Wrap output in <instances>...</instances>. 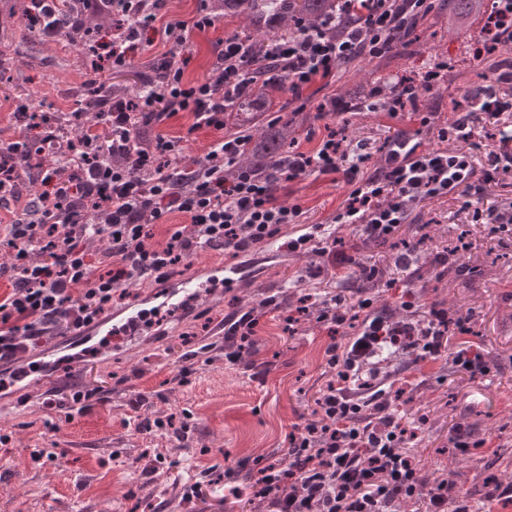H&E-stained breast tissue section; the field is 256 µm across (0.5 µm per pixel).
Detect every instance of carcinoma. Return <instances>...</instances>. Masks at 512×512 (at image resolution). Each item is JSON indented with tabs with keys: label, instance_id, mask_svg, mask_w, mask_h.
<instances>
[{
	"label": "carcinoma",
	"instance_id": "cac0c4a2",
	"mask_svg": "<svg viewBox=\"0 0 512 512\" xmlns=\"http://www.w3.org/2000/svg\"><path fill=\"white\" fill-rule=\"evenodd\" d=\"M331 0H218L215 10L226 18L245 24L255 49L259 50L270 38L293 35L299 30L316 29L330 13ZM478 0H446L437 6L435 16L448 17V33L458 34L477 16ZM368 58H356L342 65L343 82L337 98L356 109L377 92L378 82L373 71L366 69ZM114 101L130 99V87L114 82L104 89ZM272 107L268 87L258 83L246 94L236 97L238 118L234 126L253 137L255 151L268 164L284 161L288 149L295 143L301 122L295 116H283L275 123L262 120V113Z\"/></svg>",
	"mask_w": 512,
	"mask_h": 512
}]
</instances>
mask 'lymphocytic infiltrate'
Instances as JSON below:
<instances>
[{"mask_svg":"<svg viewBox=\"0 0 512 512\" xmlns=\"http://www.w3.org/2000/svg\"><path fill=\"white\" fill-rule=\"evenodd\" d=\"M62 2L29 0V29L75 38L78 24L63 13ZM78 2L82 16H111L119 33L107 53L108 66L93 64L78 101L80 110L93 111L94 124L64 144L48 130L51 116L31 112L21 101L16 116L26 133L0 140V205L19 192L20 159L48 150L58 163L42 178L47 191L0 228V250L10 256L0 264V279L11 283L10 292L0 294V377L56 327L66 326L75 336L98 328L125 298L129 280L148 275L158 283L168 281L202 251L247 252L298 223L301 208L274 199L281 181L341 175L350 191L334 221L358 225L362 237L375 243L387 242L408 223L420 200L450 194L471 211L474 223L495 229L512 224V202L488 205L483 196L486 184L512 173V127L500 122L512 112V0H486L475 21L472 58H496L497 76L491 84L467 90L472 108L435 127L444 148L424 152L412 138H398L373 173L369 155L334 130L320 136L314 149L295 150L280 165L239 166L249 136L229 126V94L251 89L261 75L269 87L289 89L297 99L315 83L330 86L343 61L388 55L406 29V18L431 14L436 0H336L337 16L353 20L336 39L311 29L270 39L258 51L248 39L225 38L212 77L202 82L184 79L190 55L164 56L160 88L143 87L125 103L100 96L103 69L128 67L145 33L180 45L188 28L211 27L212 0H199L198 13L188 22L162 21L163 0ZM82 32L77 38L82 51L98 56L96 30ZM444 71L437 63L421 79L389 82L380 108L417 111L422 126L432 125L431 113L420 110L419 90L438 85ZM177 112L192 113L194 129L217 133L204 156L189 163L178 141L158 135L149 147L139 143L143 131ZM486 135L496 145L483 163L473 164L458 146H479ZM451 141L456 144L452 150L447 147ZM124 155L132 156L131 164L121 163ZM233 164L238 170L229 181L224 168ZM101 211L106 214L102 220L97 217ZM174 213L188 218V230H174L164 243L154 242V225ZM92 240L104 243L100 255H92ZM307 244L337 276L370 281L379 275L329 230L302 235L293 246ZM372 306L367 298L348 306L340 296H323L317 322L330 335L324 360L331 378L319 391L311 419L289 434L281 460L253 458L250 501L258 512H398L409 501L423 512H480L469 495L449 494L447 481L430 480L408 451L422 431L400 407L399 392L408 379H385L373 370L384 350L392 349L415 364L449 358L470 376L488 374L480 346L470 338V317L434 304L423 318L396 321L375 315ZM453 336L459 339L454 347L449 344Z\"/></svg>","mask_w":512,"mask_h":512,"instance_id":"obj_1","label":"lymphocytic infiltrate"}]
</instances>
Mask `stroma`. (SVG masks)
<instances>
[{
  "mask_svg": "<svg viewBox=\"0 0 512 512\" xmlns=\"http://www.w3.org/2000/svg\"><path fill=\"white\" fill-rule=\"evenodd\" d=\"M236 19L190 31L183 50L191 56L185 76L192 81L213 74L215 50L225 37L240 35ZM78 45L66 39H42L28 30L22 0H0V139L21 130L14 110L19 99L33 111L65 115L75 111L85 77L76 60ZM469 36L424 34L419 42L395 48L379 61L380 74L411 76L444 60V79L421 97L424 111L439 120L452 117L463 91L477 86L470 70ZM340 120L357 145L381 166L382 147L399 135L418 138L424 149H440L435 131L421 126L417 113L348 112ZM188 112L175 113L157 132L182 141L186 160L203 156L214 131L192 130ZM348 186L333 176H310L279 183L278 203L300 205L299 223L288 225L270 242L234 255L210 250L190 259L182 278L204 282L190 304L169 299L174 282L159 285L135 278L127 297L112 312V334L93 332L92 353L67 360L66 338L36 350L32 358L48 363L45 376L28 379L8 398L0 397V512H251L250 475L245 459H279L287 436L301 418L311 416L318 391L330 378L322 354L328 340L324 326L304 320L286 330L288 290L298 284L311 250L293 251L301 230L330 223L343 206ZM399 238L424 240L408 267L395 264L391 243L364 242L354 226L336 228L341 245L356 246L360 258L376 266L378 287L353 279L325 277L317 294L332 292L356 301H374L377 314L396 317L403 303L424 311L432 303L471 315L485 361L486 376L470 377L454 364L440 375L413 379V399L403 411L408 421H422L409 450L434 479L452 477L453 487L485 502L486 512H512L488 500L486 478L496 474L512 483V230L489 232L472 221L453 196L419 202ZM460 248V261L440 266L436 254ZM275 298L258 310L257 368L245 371L224 358L222 327L233 306L249 309L257 298ZM154 310L157 325L135 334L123 332L122 319ZM188 369L185 384L176 381ZM96 390L85 411L63 410L73 388ZM145 396V412L128 401ZM172 417L189 424L185 443L172 432L140 427L144 418ZM485 449L461 453L456 438ZM137 467H129L130 459ZM239 468L236 490L224 484L225 468ZM201 482L199 497L184 500L183 488Z\"/></svg>",
  "mask_w": 512,
  "mask_h": 512,
  "instance_id": "1",
  "label": "stroma"
}]
</instances>
